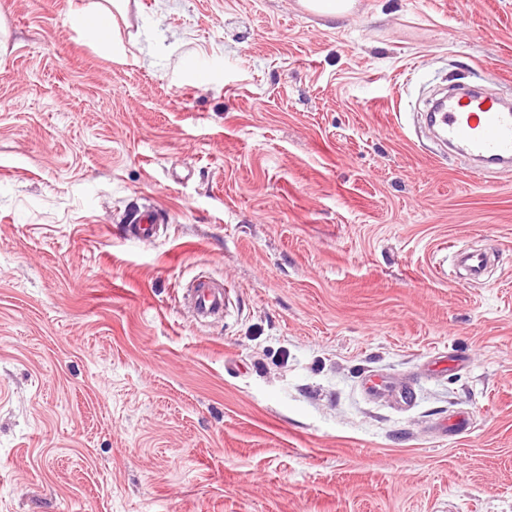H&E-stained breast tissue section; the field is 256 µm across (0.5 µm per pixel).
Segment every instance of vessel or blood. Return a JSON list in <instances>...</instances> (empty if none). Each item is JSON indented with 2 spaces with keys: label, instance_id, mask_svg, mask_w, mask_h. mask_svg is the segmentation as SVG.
Masks as SVG:
<instances>
[{
  "label": "vessel or blood",
  "instance_id": "1",
  "mask_svg": "<svg viewBox=\"0 0 512 512\" xmlns=\"http://www.w3.org/2000/svg\"><path fill=\"white\" fill-rule=\"evenodd\" d=\"M441 140L450 146H464L467 156L480 162L484 171L512 166V108L479 92L451 95L441 100L431 115ZM157 217L137 216L127 235L150 241L156 233ZM185 307L193 316H220L224 313V283L198 276L183 294Z\"/></svg>",
  "mask_w": 512,
  "mask_h": 512
}]
</instances>
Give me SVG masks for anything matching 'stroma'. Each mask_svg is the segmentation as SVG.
<instances>
[{
    "instance_id": "obj_1",
    "label": "stroma",
    "mask_w": 512,
    "mask_h": 512,
    "mask_svg": "<svg viewBox=\"0 0 512 512\" xmlns=\"http://www.w3.org/2000/svg\"><path fill=\"white\" fill-rule=\"evenodd\" d=\"M90 2L0 0V512H512V171L422 116L512 0ZM123 1L101 0L93 4V8L74 14L71 17L73 28L85 33L96 41H108L115 24V11L121 12ZM95 22V25L93 24ZM302 5L313 13L329 20L347 16L352 7V0H303ZM128 225L127 236L140 241H150L156 233L157 217L154 212L139 215ZM184 306L193 316L207 317L224 314V281L198 276L183 294Z\"/></svg>"
}]
</instances>
